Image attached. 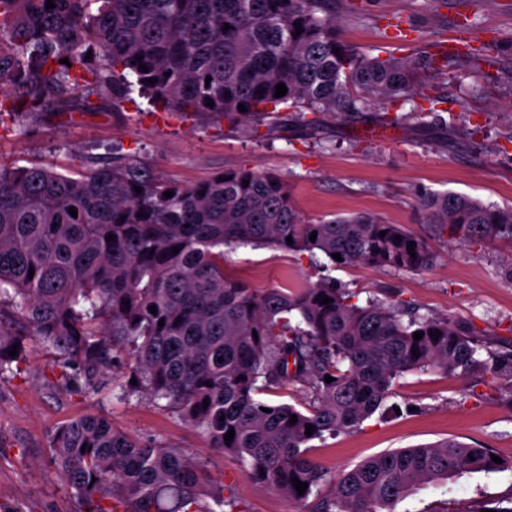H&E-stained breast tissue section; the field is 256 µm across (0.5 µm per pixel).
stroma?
Instances as JSON below:
<instances>
[{"label":"stroma","mask_w":512,"mask_h":512,"mask_svg":"<svg viewBox=\"0 0 512 512\" xmlns=\"http://www.w3.org/2000/svg\"><path fill=\"white\" fill-rule=\"evenodd\" d=\"M407 16L395 37L391 17ZM340 36L372 56L416 54L454 41L458 24L473 45L496 43L493 60L451 59L432 80L447 103L440 122L409 118L394 107L388 134L370 137L371 117L328 119L316 128L289 123L275 132L262 123L237 127L224 119L155 109L139 93L95 112H50L19 138L0 130V163L78 168L88 154L115 148L150 164L161 177L200 182L227 169L279 175L298 209L312 219L369 212L428 237L434 261L420 271L363 266L321 268L308 255L270 246L225 250L224 266L254 288H301L320 277L355 293L469 325L492 348L512 346V242L443 241L416 210L419 191H455L487 204L512 206V0H336ZM44 349L33 346L25 374L0 378V512H73L70 489L49 463L57 425L89 411L143 438L188 449L222 480L239 512H309L250 480L235 458L215 452L194 428L164 408L117 392L56 394ZM401 411L373 415L353 432L316 442L311 452L332 476L388 451L454 438L512 458V384L409 373L393 397ZM512 496V472L465 474L423 487L394 512H472Z\"/></svg>","instance_id":"35a3bbf8"}]
</instances>
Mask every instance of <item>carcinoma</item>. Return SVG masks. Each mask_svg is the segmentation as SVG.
<instances>
[{
    "mask_svg": "<svg viewBox=\"0 0 512 512\" xmlns=\"http://www.w3.org/2000/svg\"><path fill=\"white\" fill-rule=\"evenodd\" d=\"M52 2L48 9L46 0H0V129L8 122L18 136L47 112H87L90 96L115 104L135 88L164 111L272 125L283 110L382 120L397 103L434 116L443 103L430 92L440 64L433 53L383 58L358 50L338 33L336 0ZM278 84L287 88L282 97ZM418 207L452 240H512V207L433 191L418 195ZM258 244L320 253L335 268L419 271L434 258L425 237L377 214L306 218L272 173L226 169L184 184L120 154L91 157L66 174L0 166V378L24 374L30 346L39 344L60 371L49 381L55 391L118 387L123 396L162 401L210 447L237 458L251 480L294 502L313 499L310 512H393L418 486L512 471V459L496 463L491 449L450 438L330 477L310 455L312 442L358 429L405 374L512 383V351L489 350L446 317L362 305L331 279L288 291L251 288L224 273V248ZM325 297L332 302L320 303ZM289 382L312 400L271 397ZM49 452L76 512L232 505L192 452L119 431L101 414L58 426ZM294 477L308 484L304 494ZM327 482L333 492L324 495Z\"/></svg>",
    "mask_w": 512,
    "mask_h": 512,
    "instance_id": "cac0c4a2",
    "label": "carcinoma"
}]
</instances>
